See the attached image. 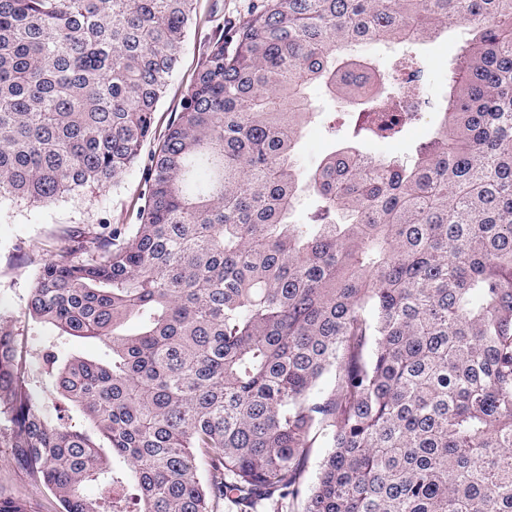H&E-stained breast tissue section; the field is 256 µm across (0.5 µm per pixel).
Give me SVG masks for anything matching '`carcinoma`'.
Segmentation results:
<instances>
[{"label":"carcinoma","mask_w":512,"mask_h":512,"mask_svg":"<svg viewBox=\"0 0 512 512\" xmlns=\"http://www.w3.org/2000/svg\"><path fill=\"white\" fill-rule=\"evenodd\" d=\"M194 2L0 0V205L139 165L144 186L137 223L27 255L28 316L58 334L32 353L0 324V446L58 512H512V0H250L159 134ZM453 25L412 163L299 167L311 85L359 108L353 137L396 140L423 68L355 48ZM36 362L89 428L50 421Z\"/></svg>","instance_id":"cac0c4a2"}]
</instances>
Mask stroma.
Here are the masks:
<instances>
[{"mask_svg":"<svg viewBox=\"0 0 512 512\" xmlns=\"http://www.w3.org/2000/svg\"><path fill=\"white\" fill-rule=\"evenodd\" d=\"M249 0H196L197 22L186 40L180 62L169 80L164 97L156 108L157 125L165 127L171 113L179 111L181 100L190 85L205 42L215 27L226 19L243 17ZM463 31L453 26L439 37L415 45L414 50L429 69L426 93L440 101L448 92V73L462 44ZM311 111L317 117L309 123L300 140L298 157L305 170H313L321 160L340 146L320 119L321 113L333 112L342 118L343 134H350L357 113L340 107L326 90L318 85L307 91ZM437 114L423 112L402 138L394 142L365 144L364 150L376 157L412 160L417 148L428 141L435 128ZM142 189L139 169L126 172L120 182L90 199H65L48 207L12 205L0 208V319L12 324L32 347H39L56 336L53 326L34 325L27 314L26 303L33 283L27 265L13 256L43 244L56 245V235L74 224H132L141 204ZM10 451L0 447V496L22 502L27 512H54L53 498L43 487L30 484L10 462Z\"/></svg>","mask_w":512,"mask_h":512,"instance_id":"35a3bbf8","label":"stroma"}]
</instances>
